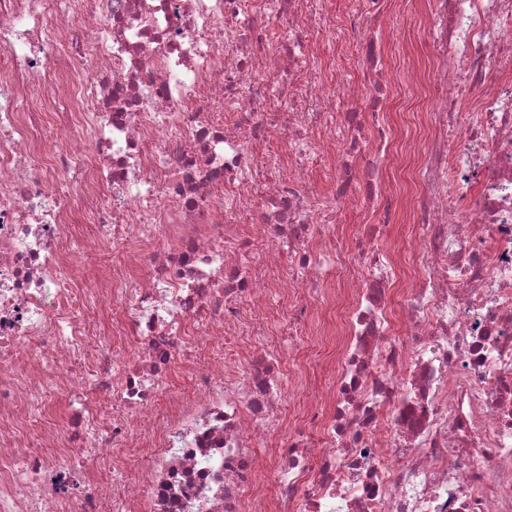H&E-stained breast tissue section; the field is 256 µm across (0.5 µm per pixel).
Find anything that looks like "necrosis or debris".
I'll return each mask as SVG.
<instances>
[{
	"label": "necrosis or debris",
	"instance_id": "1",
	"mask_svg": "<svg viewBox=\"0 0 512 512\" xmlns=\"http://www.w3.org/2000/svg\"><path fill=\"white\" fill-rule=\"evenodd\" d=\"M352 4L341 29L332 0H0V512H512V0H424L412 153L338 106L379 112L397 80L329 69L373 62L351 33L404 0ZM364 150L390 160L379 222L407 258L342 225ZM317 167L339 192L314 206ZM78 224L117 259L72 291ZM334 283L336 381L287 397L266 300L301 369ZM177 359L193 390L156 410Z\"/></svg>",
	"mask_w": 512,
	"mask_h": 512
}]
</instances>
